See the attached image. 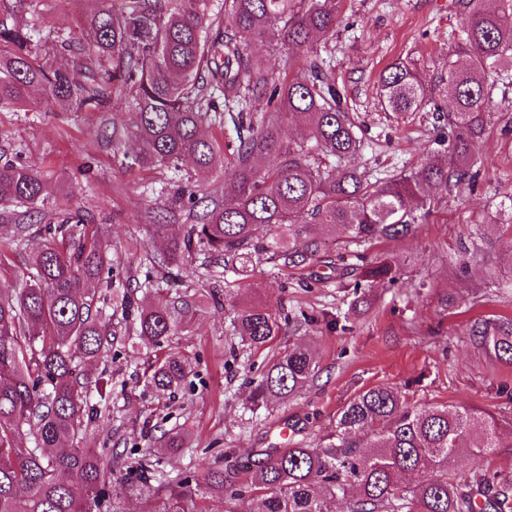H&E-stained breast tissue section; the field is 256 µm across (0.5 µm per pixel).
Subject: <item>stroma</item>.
Returning <instances> with one entry per match:
<instances>
[{"instance_id":"35a3bbf8","label":"stroma","mask_w":512,"mask_h":512,"mask_svg":"<svg viewBox=\"0 0 512 512\" xmlns=\"http://www.w3.org/2000/svg\"><path fill=\"white\" fill-rule=\"evenodd\" d=\"M96 7L94 0H36L26 21L36 35L78 34ZM466 24L455 0H341L339 23L326 40L324 57L342 88L349 112L364 130L366 147L352 163L369 177L417 170L438 149L439 131L431 115L405 119L387 112L377 90L380 72L399 59L414 61L421 76L447 71L448 55ZM493 116L476 148L480 174L474 190L439 199L429 223L414 239L381 241L356 248L343 230L325 238L319 261L280 268L257 263L237 281L234 302L214 304L205 293L224 289L221 264L200 269L186 262L158 270L153 287L135 292L137 303L162 306L183 295L197 301L190 332L173 350L190 363L189 386L161 391L149 384L146 358L130 357L131 337L121 315L112 319L118 334L106 361L87 365L107 391L100 415L89 427L85 447L106 455L112 466L109 501L116 512H167V499L144 497L135 467L141 452L161 446L165 432L185 430L184 448L165 453L166 470L197 479L196 463L210 458L232 480L249 478L239 464L259 450L292 441L325 443L347 404L377 385L409 386L421 406H479L502 419L497 457L464 454L461 471L493 467L512 472V367L459 336L460 324L478 316L512 318V231L503 227L502 203L512 198V84L493 90ZM133 109L112 105L103 112H57L33 95L27 107L0 111V156L21 157L46 179L44 205L56 219L79 213L84 223L108 230V259L121 275L138 274L153 254L165 251L149 216L167 205L178 187L195 188L194 166L180 171L143 170L129 162L133 142L112 151V127H131ZM22 211L0 209V252L22 269L40 246L31 229L23 249H15L12 227ZM478 252L462 268L461 250ZM391 263L396 282H376L363 296L354 283L364 266ZM453 294L463 313L444 310ZM262 304L287 316L269 347L252 349L227 334L231 305ZM310 347L315 374L294 395L253 409V383L284 347Z\"/></svg>"}]
</instances>
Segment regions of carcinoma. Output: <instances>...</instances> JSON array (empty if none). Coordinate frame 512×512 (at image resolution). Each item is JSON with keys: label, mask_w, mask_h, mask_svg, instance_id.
<instances>
[{"label": "carcinoma", "mask_w": 512, "mask_h": 512, "mask_svg": "<svg viewBox=\"0 0 512 512\" xmlns=\"http://www.w3.org/2000/svg\"><path fill=\"white\" fill-rule=\"evenodd\" d=\"M35 0H0V108L29 104L32 89L63 112H99L108 103L136 109L130 137L140 167L178 169L186 158L206 179L229 173L224 198L198 215L189 212L182 238L149 261L152 270L195 255L208 266L215 254L224 272L243 275L264 257L300 266L315 260L322 234L340 226L358 246L412 238L426 223L436 198L462 195L478 172L475 146L492 116L491 87L482 74L512 75V0H457L467 24L458 51L465 62H448V74L422 82L396 60L379 75L386 110L405 116L430 112L448 125V150L411 173L373 182L357 168L327 167L364 149L333 70L314 38L336 30V0H123L87 19L79 41L47 36L42 48L20 15ZM279 54L273 81L252 43ZM307 51L304 59L290 53ZM224 106L236 139L223 142ZM264 99L268 110L251 111ZM292 116L306 120L305 142L284 138ZM40 172L20 161L0 162V204L44 203ZM44 221L43 247L28 261L25 287L0 289V512H103L112 468L86 438L85 407L100 381L82 378L86 363L112 353L114 311L126 332L144 348L161 347L187 332L190 303L135 308L130 279L104 268L107 237L101 225L72 217ZM278 233L259 236L263 227ZM382 263L366 270L355 289L392 279ZM231 335L254 349L282 331L275 313L262 305L236 309ZM462 335L501 364L512 367V318L469 320ZM311 350L284 348L257 381L253 403L265 404L298 391L314 372ZM148 369L152 385L177 390L188 378L187 360L170 352ZM500 420L491 412L462 406H418L399 387L378 385L355 396L338 419L328 444L294 442L267 448L250 461V483L239 484L224 469L203 460L198 490L224 493L225 512H330L335 499L353 498L351 512H512V478L497 469L458 471L463 454H497ZM65 441L77 445L61 453ZM140 470L148 492L168 495L167 512H201L183 503L189 480L144 453ZM426 472L416 485L403 473Z\"/></svg>", "instance_id": "carcinoma-1"}]
</instances>
